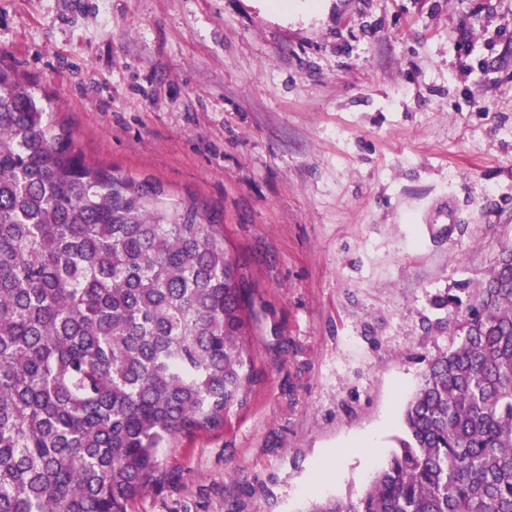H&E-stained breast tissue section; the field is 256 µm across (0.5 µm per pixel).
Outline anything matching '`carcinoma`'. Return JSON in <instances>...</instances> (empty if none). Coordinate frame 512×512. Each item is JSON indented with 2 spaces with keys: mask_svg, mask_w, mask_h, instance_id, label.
I'll return each instance as SVG.
<instances>
[{
  "mask_svg": "<svg viewBox=\"0 0 512 512\" xmlns=\"http://www.w3.org/2000/svg\"><path fill=\"white\" fill-rule=\"evenodd\" d=\"M0 61V512H127L159 449L254 382L244 265L198 208L86 162ZM429 360L404 436L313 512H512V247Z\"/></svg>",
  "mask_w": 512,
  "mask_h": 512,
  "instance_id": "obj_1",
  "label": "carcinoma"
}]
</instances>
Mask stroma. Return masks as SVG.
Segmentation results:
<instances>
[{
	"label": "stroma",
	"instance_id": "stroma-1",
	"mask_svg": "<svg viewBox=\"0 0 512 512\" xmlns=\"http://www.w3.org/2000/svg\"><path fill=\"white\" fill-rule=\"evenodd\" d=\"M0 57L245 267L247 402L127 512L356 498L512 245V0H0Z\"/></svg>",
	"mask_w": 512,
	"mask_h": 512
}]
</instances>
